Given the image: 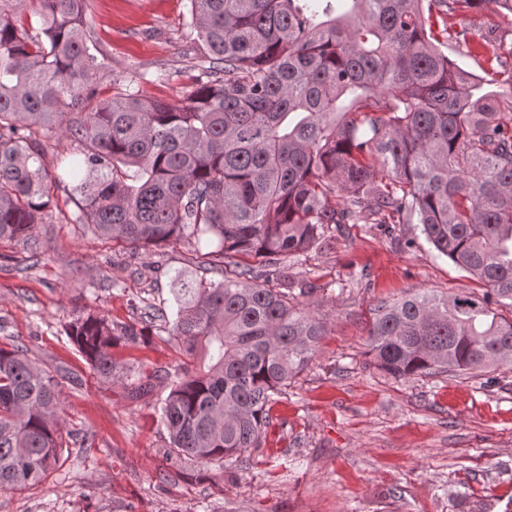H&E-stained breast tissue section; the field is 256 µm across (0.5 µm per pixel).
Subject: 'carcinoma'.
<instances>
[{
	"instance_id": "carcinoma-1",
	"label": "carcinoma",
	"mask_w": 512,
	"mask_h": 512,
	"mask_svg": "<svg viewBox=\"0 0 512 512\" xmlns=\"http://www.w3.org/2000/svg\"><path fill=\"white\" fill-rule=\"evenodd\" d=\"M87 2L0 0V240H33L65 179L80 196L77 221L102 238L260 260L259 272L205 269L217 282L172 278L168 336L207 361L162 402L176 458L222 471L260 447L274 397L326 334L284 260L300 262L325 225L363 211L420 224L486 286L379 306L376 366L411 379L512 365V319L498 313L512 311V72L506 90L486 91L444 51L467 40L448 15L486 0H189L206 80L178 105L115 72L116 92L96 99ZM483 42L497 59L512 54L493 28ZM34 126L77 144L64 176L43 166ZM66 334L109 382L112 348L146 341L96 312ZM62 416L54 376L0 346L1 492L46 479L62 456Z\"/></svg>"
}]
</instances>
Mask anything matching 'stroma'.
I'll list each match as a JSON object with an SVG mask.
<instances>
[{
	"mask_svg": "<svg viewBox=\"0 0 512 512\" xmlns=\"http://www.w3.org/2000/svg\"><path fill=\"white\" fill-rule=\"evenodd\" d=\"M188 0H90L94 81L166 70L145 95L181 103L199 80L183 36ZM468 41L447 53L491 77L512 71L481 40L487 26L512 43V13L489 4L449 16ZM79 197L55 192L34 243H0V345L26 350L59 383L63 458L41 484L0 492V512H504L512 502V366L396 379L376 369L366 340L378 305L409 292L483 293L438 255L417 224H329L327 243L289 269L327 334L270 410L259 448L224 471L188 465L162 480L168 434L160 408L188 359L151 308L171 305V277L202 257L179 243L143 249L77 223ZM88 311L140 323L148 343L118 346L124 378L105 382L69 343L65 326Z\"/></svg>",
	"mask_w": 512,
	"mask_h": 512,
	"instance_id": "1",
	"label": "stroma"
}]
</instances>
